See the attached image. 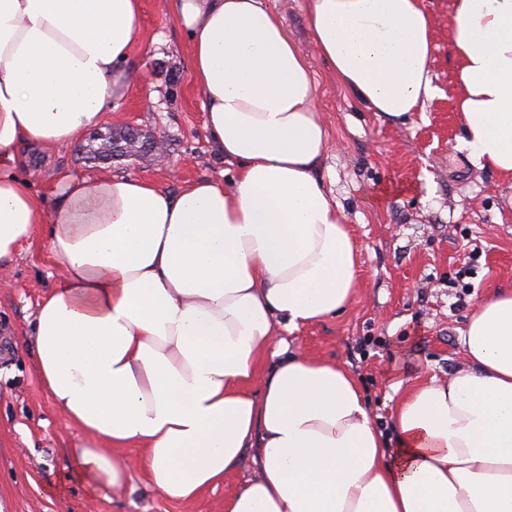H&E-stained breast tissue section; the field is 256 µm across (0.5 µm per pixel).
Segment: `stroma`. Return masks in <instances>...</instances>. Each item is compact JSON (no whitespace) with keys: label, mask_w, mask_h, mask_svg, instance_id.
<instances>
[{"label":"stroma","mask_w":512,"mask_h":512,"mask_svg":"<svg viewBox=\"0 0 512 512\" xmlns=\"http://www.w3.org/2000/svg\"><path fill=\"white\" fill-rule=\"evenodd\" d=\"M305 55L318 106L334 143L321 170L356 242L361 288L342 315L296 333L309 356L346 363L379 429L388 430L393 384L441 379L462 364L458 339L477 301L512 289V184L479 168L461 149L448 47L452 0H425L435 24L433 74L441 93L398 123L382 120L343 90L312 42L306 0H264ZM143 42L126 65L116 108L103 126H132L163 139L172 165L149 159L87 161L77 149L27 151L24 173L49 199L55 175L128 173L170 192L228 165L207 140L205 114L190 75L186 37L162 0H142ZM44 228L11 262H0V512H224V498L253 467L190 502H174L140 476L139 449L115 452L132 480L97 499L76 484L49 489L83 434L67 424L43 389L27 342L36 304L59 276Z\"/></svg>","instance_id":"stroma-1"}]
</instances>
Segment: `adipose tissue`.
I'll use <instances>...</instances> for the list:
<instances>
[{
    "mask_svg": "<svg viewBox=\"0 0 512 512\" xmlns=\"http://www.w3.org/2000/svg\"><path fill=\"white\" fill-rule=\"evenodd\" d=\"M214 150L233 168L172 193L130 175L64 177L50 203L17 148L77 147L111 111L143 39L140 0H0V261L43 225L61 273L31 332L40 381L85 433L53 486L89 496L142 451L174 501L255 474L224 512H512V289L476 305L460 369L371 416L344 364L291 347L360 288L358 250L320 171L333 145L309 64L263 0H169ZM464 145L512 180V0H452ZM317 52L391 123L439 92L425 0H308Z\"/></svg>",
    "mask_w": 512,
    "mask_h": 512,
    "instance_id": "1",
    "label": "adipose tissue"
}]
</instances>
